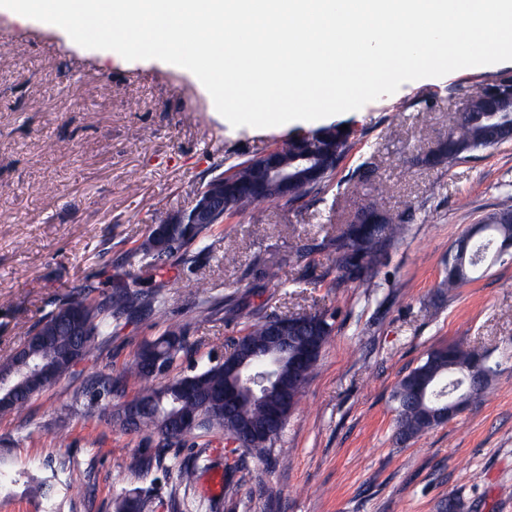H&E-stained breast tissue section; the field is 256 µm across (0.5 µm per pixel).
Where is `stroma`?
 <instances>
[{
	"mask_svg": "<svg viewBox=\"0 0 512 512\" xmlns=\"http://www.w3.org/2000/svg\"><path fill=\"white\" fill-rule=\"evenodd\" d=\"M509 76L512 61L463 68L357 110L236 128L185 69L86 49L0 12V362L77 285L106 292L130 271L165 300L160 312L114 322L102 349L23 415L0 414V467L48 485L44 495L0 489V512H114L129 494L146 512H172L175 500L179 512H436L448 496L465 512H512V258L455 289L446 271L459 236L512 206V140L449 167L412 161L480 87ZM327 126L346 127L349 149L320 193L225 217V235L167 276L128 269L149 225L189 209L213 177ZM371 203L404 216L407 230L363 279L337 281L322 242ZM228 250L235 263H225ZM272 263L276 287L259 277ZM315 310L332 332L271 456L249 455L216 430L171 445L128 432L116 417L121 398L88 394L99 377L122 380L166 331H181L187 347L169 380L222 356L257 315ZM448 344L487 354L488 388L450 422L396 442L395 386ZM140 453L160 455L162 468L130 473ZM187 466L222 471V494L182 483Z\"/></svg>",
	"mask_w": 512,
	"mask_h": 512,
	"instance_id": "35a3bbf8",
	"label": "stroma"
}]
</instances>
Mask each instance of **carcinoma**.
<instances>
[{
    "label": "carcinoma",
    "mask_w": 512,
    "mask_h": 512,
    "mask_svg": "<svg viewBox=\"0 0 512 512\" xmlns=\"http://www.w3.org/2000/svg\"><path fill=\"white\" fill-rule=\"evenodd\" d=\"M472 111L478 115L499 108L500 99H487L475 94L470 100ZM496 146L483 120L467 122L453 120L446 136L445 148L430 165L451 164L481 148ZM280 150L292 157L299 153L317 154L324 158V174L315 188L322 189L333 180L336 168L347 151V141L336 127H323L310 134L290 138ZM236 178L231 195L224 197V211L217 212L214 225L224 224L223 212H243L255 205L249 192V179L252 170L241 164L234 165ZM482 230L488 235L473 242L463 264L460 277L448 279V287L460 288L471 280V274L479 268L482 257L497 240L512 236V227L505 224L487 222ZM209 224H196L188 227L182 224H168L163 228L151 225L143 242L131 249L125 259L129 267H147L164 270L172 265L174 257L187 253L191 247L208 248ZM405 231L402 217L387 216L384 223L375 226L367 236L354 235L353 225L348 224L336 236L323 243V248L332 255L333 267L340 269L347 263L358 259L366 269L377 260L394 240ZM164 305V299L156 292L149 296L137 286L136 281L117 282L111 285L102 299L91 298V291L80 289L77 295L63 301L57 309L49 312L36 325L26 330V347L29 355L40 364L49 365L65 376L72 366V354L78 353L86 358L100 349L104 338L112 332V319L121 315L150 314ZM268 319L259 320L245 332L246 339L255 345L263 343L267 331ZM318 332L322 342H327L332 327L325 313L316 311L306 318V326L299 333L296 345H302L304 338ZM185 337L182 333L168 331L165 335L146 343L133 359L128 368V376L138 384V390L132 396L137 403L135 429L148 428L165 439L175 427L171 416L178 409L174 398L179 394L186 381H191L202 393L224 387L226 373L224 364H205L190 375L176 377L164 384H157L156 378L161 371H155L149 364V357L162 358L161 366L167 368L175 356L184 349ZM444 346L431 349L423 362L411 371L430 391L429 396L421 399L411 393L408 378H403L395 387L392 400L396 404L397 439L406 440L428 428L427 415L435 408L437 398L435 391L448 380V374L465 378L471 363L477 359L487 361V356L474 349H464L459 345L450 346L451 355L442 352ZM46 391L42 386L26 388L19 393L14 402L0 410L1 414L25 411L29 401ZM201 427L224 431L228 437L238 430V426L248 422H259L264 418V411L252 395L245 391L240 406L224 408L222 404L202 406L199 410ZM281 432H274L265 442L254 444L244 441L240 447L263 455L270 451L279 440ZM160 462L156 456L139 454L131 459L128 468L133 472L144 473L154 464ZM26 479V486L37 490L41 483L26 471H0V486L9 482L17 484ZM145 502L138 496H125L115 504V512H144Z\"/></svg>",
    "instance_id": "cac0c4a2"
}]
</instances>
